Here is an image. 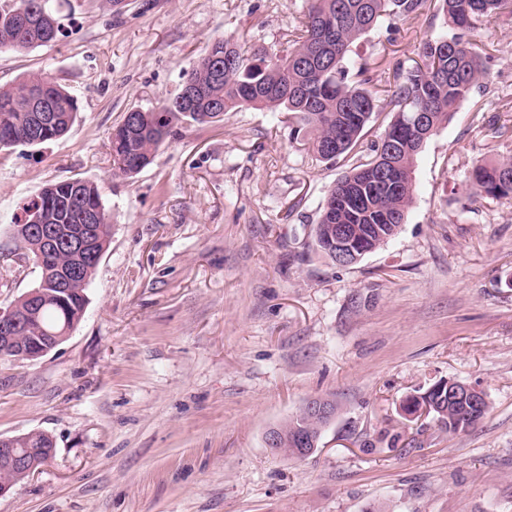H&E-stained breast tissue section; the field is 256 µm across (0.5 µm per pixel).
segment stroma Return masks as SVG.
Segmentation results:
<instances>
[{"label": "stroma", "instance_id": "stroma-1", "mask_svg": "<svg viewBox=\"0 0 512 512\" xmlns=\"http://www.w3.org/2000/svg\"><path fill=\"white\" fill-rule=\"evenodd\" d=\"M61 32L0 51V85L44 72L80 112L63 138L0 153V307L39 270L10 257L21 203L95 182L112 240L70 336L33 361L0 360V437L51 434L52 460L0 495V512H512V198L467 197L479 161L512 155V14L481 26V86L427 143L397 236L341 267L312 226L330 187L379 142L318 161L288 113L228 112L181 128L132 177L113 128L172 97L209 45L287 49L306 0H50ZM431 14L355 43L371 85L412 66ZM506 126L501 138L488 124ZM479 385L489 413L451 434L406 396ZM339 412L309 456L268 428L309 398Z\"/></svg>", "mask_w": 512, "mask_h": 512}]
</instances>
